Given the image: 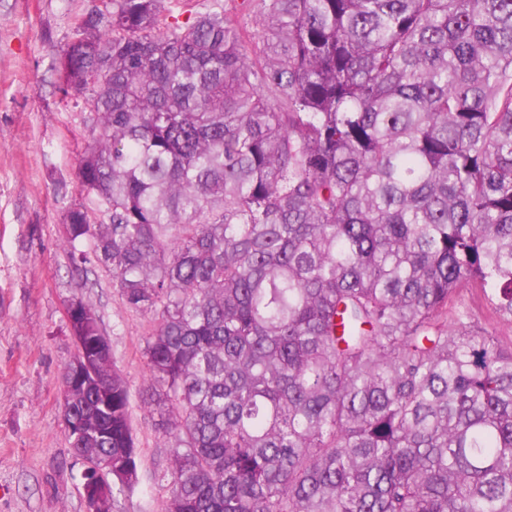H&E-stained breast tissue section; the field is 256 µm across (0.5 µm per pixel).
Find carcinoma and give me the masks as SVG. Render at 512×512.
Returning a JSON list of instances; mask_svg holds the SVG:
<instances>
[{
    "label": "carcinoma",
    "instance_id": "cac0c4a2",
    "mask_svg": "<svg viewBox=\"0 0 512 512\" xmlns=\"http://www.w3.org/2000/svg\"><path fill=\"white\" fill-rule=\"evenodd\" d=\"M101 0L73 258L154 322L163 512H512V0ZM98 316L81 303L78 330ZM112 362L74 458L139 484ZM457 306H468L472 312L473 322L489 331H496L504 346L512 344V330L490 317L489 304L484 300L482 293L473 288H462L457 296Z\"/></svg>",
    "mask_w": 512,
    "mask_h": 512
}]
</instances>
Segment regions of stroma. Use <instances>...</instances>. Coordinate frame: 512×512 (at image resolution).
Listing matches in <instances>:
<instances>
[{
    "mask_svg": "<svg viewBox=\"0 0 512 512\" xmlns=\"http://www.w3.org/2000/svg\"><path fill=\"white\" fill-rule=\"evenodd\" d=\"M92 0H0V512H86L68 454L60 383L74 352L65 306L91 304L130 393L139 484L111 512H162L166 466L142 349L149 316L127 308L111 269L78 266L66 215L85 203L78 166L90 133L60 89L58 61Z\"/></svg>",
    "mask_w": 512,
    "mask_h": 512,
    "instance_id": "1",
    "label": "stroma"
}]
</instances>
